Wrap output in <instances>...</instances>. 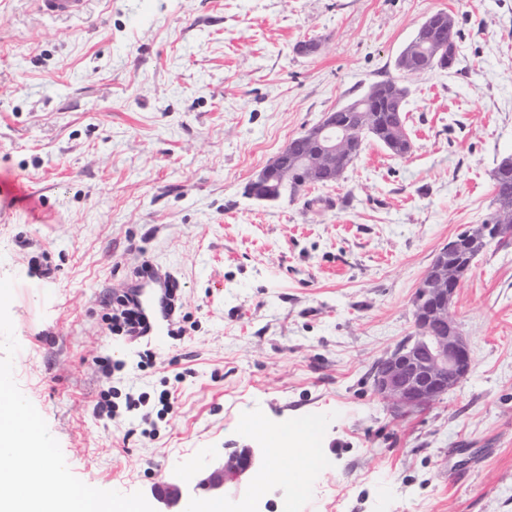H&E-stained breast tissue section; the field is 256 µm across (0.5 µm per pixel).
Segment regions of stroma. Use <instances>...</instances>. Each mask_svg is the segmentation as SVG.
Returning a JSON list of instances; mask_svg holds the SVG:
<instances>
[{"label":"stroma","mask_w":512,"mask_h":512,"mask_svg":"<svg viewBox=\"0 0 512 512\" xmlns=\"http://www.w3.org/2000/svg\"><path fill=\"white\" fill-rule=\"evenodd\" d=\"M455 21L457 60L408 78L410 154L369 139L336 183L259 201L245 186L326 112L399 78L420 23ZM319 49L300 54V42ZM512 154V0H89L54 19L0 0V278L15 281L14 377L89 486L150 494L242 427L311 426L292 512H512V245L457 288L474 370L395 419L370 370L413 336L435 253L491 210ZM180 283L183 335L107 334L143 263ZM125 368L105 377L91 360ZM113 389L120 422L94 412ZM174 391L168 415L159 396ZM150 435L126 436L127 393ZM284 484L228 512H280Z\"/></svg>","instance_id":"obj_1"}]
</instances>
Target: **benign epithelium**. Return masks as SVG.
Here are the masks:
<instances>
[{"label":"benign epithelium","mask_w":512,"mask_h":512,"mask_svg":"<svg viewBox=\"0 0 512 512\" xmlns=\"http://www.w3.org/2000/svg\"><path fill=\"white\" fill-rule=\"evenodd\" d=\"M426 54L422 42L413 39L399 54V70L412 64L413 58ZM376 92L370 87L355 103L339 111L359 113L358 126L348 128L336 124V111L325 113L323 119L309 128L303 137L309 143L297 161L302 175L309 181L318 179L321 170L336 165V154L344 152L349 140L366 131L368 104ZM288 179L281 156L272 158L252 182V197L275 200ZM440 248L418 285L414 300L416 335L387 353L374 365L370 375L374 391L387 402L388 411L400 418L445 397L474 369L475 362L466 338L455 325L451 307L456 289L448 283L455 279L448 268V249ZM261 448H241L224 454L222 461L194 477L193 484L183 481L167 483L154 489V496L165 506L164 512H186L187 506L197 503V491L202 490L216 501L223 499L228 482L239 483L259 471L263 465Z\"/></svg>","instance_id":"obj_1"}]
</instances>
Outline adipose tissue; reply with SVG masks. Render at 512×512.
I'll return each instance as SVG.
<instances>
[{
  "mask_svg": "<svg viewBox=\"0 0 512 512\" xmlns=\"http://www.w3.org/2000/svg\"><path fill=\"white\" fill-rule=\"evenodd\" d=\"M247 432L263 436L274 462L260 477L259 487L270 484H287L290 497L304 495L311 483L313 470L309 463L311 449L306 433L298 428L270 429L258 418L243 422Z\"/></svg>",
  "mask_w": 512,
  "mask_h": 512,
  "instance_id": "ef3b65f1",
  "label": "adipose tissue"
}]
</instances>
